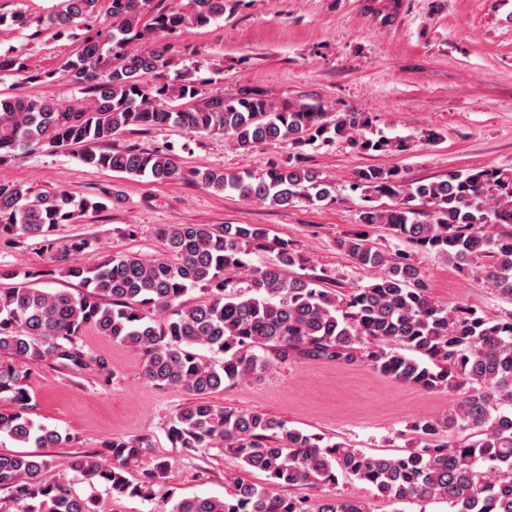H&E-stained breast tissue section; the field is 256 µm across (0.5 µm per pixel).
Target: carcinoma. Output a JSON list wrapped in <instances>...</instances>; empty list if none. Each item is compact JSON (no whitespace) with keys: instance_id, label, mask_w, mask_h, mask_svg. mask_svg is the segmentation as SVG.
Returning a JSON list of instances; mask_svg holds the SVG:
<instances>
[{"instance_id":"obj_1","label":"carcinoma","mask_w":512,"mask_h":512,"mask_svg":"<svg viewBox=\"0 0 512 512\" xmlns=\"http://www.w3.org/2000/svg\"><path fill=\"white\" fill-rule=\"evenodd\" d=\"M226 2L194 0L195 10L187 15L154 12L151 0H63L46 24L59 38L82 31V48L60 71L91 99L64 104L51 96L0 95V163L19 148L77 146L80 160L92 168L155 182L187 175L205 189L288 207L303 199H337L335 188L300 152L259 171L187 174L166 149L104 144L123 131L177 127L226 135L244 150L281 143L324 146L344 137L362 153L408 150L409 139L387 136L367 115L329 120L308 107L279 105L257 89L226 98L207 95L195 81L160 78L170 63L162 39L209 25L224 16ZM103 15L112 25L101 21ZM146 36L149 49L121 48ZM0 71L25 82H55V72L34 75L18 54L0 55ZM348 190L366 201L387 197L394 204L363 207L359 224L336 239L352 263L374 272L370 283L346 294L324 287L333 281L325 268L301 273L305 263L297 244L269 238L259 224H163L156 231L163 258L114 255L96 267H66L65 275L83 288L78 295L38 288L19 272L0 268V280L11 281L0 288V400L10 405L0 409V435L37 448L72 443L71 434L29 417L25 382L45 360L108 377L105 362L79 345L92 329L140 351L145 376L155 386L192 396L169 421L173 447L225 448L243 470L266 476L262 485L233 480L224 498L166 501L163 512H372L368 500L354 496L311 508L284 494L297 485L336 484L341 477L393 503L439 501L448 512H512V313L489 318L468 303L442 305L429 295L410 254L370 242L372 229L385 225L512 301V174L484 168L409 182L397 168L367 167L357 171ZM112 200L109 194L77 200L62 185L34 193L21 183L0 182V238L39 237L51 251L60 225L99 212ZM424 206L430 211L422 212ZM259 251L274 253V261L252 266L249 256ZM195 288L207 301L183 300ZM201 349L221 360H207ZM299 358L366 363L424 391L463 393L448 412L414 422L418 442L397 455H371L262 412L212 404L211 395L224 386L260 380L273 363ZM104 447L112 460L75 453L65 467L104 485L111 500L152 497L154 481L170 461L156 460L139 482L128 477L129 467L152 448L150 436L114 439ZM55 469L41 456L0 454V489L10 490L16 512H108L107 502L79 496Z\"/></svg>"}]
</instances>
